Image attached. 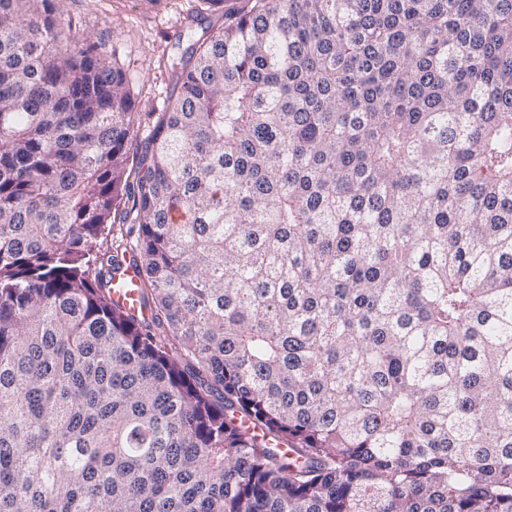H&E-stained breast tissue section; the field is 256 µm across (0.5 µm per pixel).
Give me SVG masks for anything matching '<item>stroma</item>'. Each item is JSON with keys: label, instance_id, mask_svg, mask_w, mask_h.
Returning a JSON list of instances; mask_svg holds the SVG:
<instances>
[{"label": "stroma", "instance_id": "stroma-1", "mask_svg": "<svg viewBox=\"0 0 512 512\" xmlns=\"http://www.w3.org/2000/svg\"><path fill=\"white\" fill-rule=\"evenodd\" d=\"M254 0H224L205 25L187 27L196 0H61L60 18L76 38L92 36L116 47L127 71L137 112L161 111L170 91L168 70L184 48L206 39L252 7Z\"/></svg>", "mask_w": 512, "mask_h": 512}]
</instances>
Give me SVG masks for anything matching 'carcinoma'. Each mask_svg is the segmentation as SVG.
<instances>
[{"mask_svg":"<svg viewBox=\"0 0 512 512\" xmlns=\"http://www.w3.org/2000/svg\"><path fill=\"white\" fill-rule=\"evenodd\" d=\"M56 2L0 0V512H512V0H256L143 116ZM124 277V282L118 288H113L115 282L112 281V298L136 311L140 306L136 290L137 274L134 269L128 268Z\"/></svg>","mask_w":512,"mask_h":512,"instance_id":"cac0c4a2","label":"carcinoma"}]
</instances>
